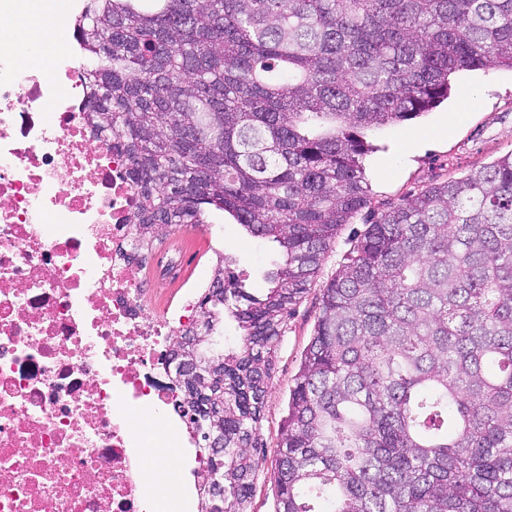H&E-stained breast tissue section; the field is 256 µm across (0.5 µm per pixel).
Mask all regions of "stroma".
<instances>
[{
	"instance_id": "1",
	"label": "stroma",
	"mask_w": 512,
	"mask_h": 512,
	"mask_svg": "<svg viewBox=\"0 0 512 512\" xmlns=\"http://www.w3.org/2000/svg\"><path fill=\"white\" fill-rule=\"evenodd\" d=\"M456 84L454 94L432 112L408 124L369 133L372 150L364 156L363 167L371 211L386 210L435 180L463 176L512 152V70L488 67L464 71L457 75ZM411 139L417 146L409 150L405 144ZM203 219L222 229L210 240V260L231 254L237 284L249 293H263L268 286L267 273L281 258L277 243L251 236L227 213L215 209L205 210ZM363 229L358 222L339 230L320 275L295 306L288 330L276 349L261 422V446L254 452L259 471L250 512L275 510V459L289 389L313 336L321 290Z\"/></svg>"
}]
</instances>
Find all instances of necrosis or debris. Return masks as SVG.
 Instances as JSON below:
<instances>
[{
	"label": "necrosis or debris",
	"mask_w": 512,
	"mask_h": 512,
	"mask_svg": "<svg viewBox=\"0 0 512 512\" xmlns=\"http://www.w3.org/2000/svg\"><path fill=\"white\" fill-rule=\"evenodd\" d=\"M14 56L0 48V512H190L135 417L182 446L170 349L199 329L207 263L175 239L138 262L139 193L84 119L86 64ZM190 262L199 276L152 295Z\"/></svg>",
	"instance_id": "4bbe7bcc"
}]
</instances>
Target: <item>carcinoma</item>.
Here are the masks:
<instances>
[{
  "mask_svg": "<svg viewBox=\"0 0 512 512\" xmlns=\"http://www.w3.org/2000/svg\"><path fill=\"white\" fill-rule=\"evenodd\" d=\"M88 0L85 118L122 139L148 246L228 213L282 249L260 296L201 301L242 345L176 378L204 468L198 512H248L288 317L369 207L365 133L512 70V0ZM322 289L277 444L276 512H512V153L365 218ZM224 438L215 457L210 434ZM224 474L221 497L204 485Z\"/></svg>",
  "mask_w": 512,
  "mask_h": 512,
  "instance_id": "obj_1",
  "label": "carcinoma"
}]
</instances>
